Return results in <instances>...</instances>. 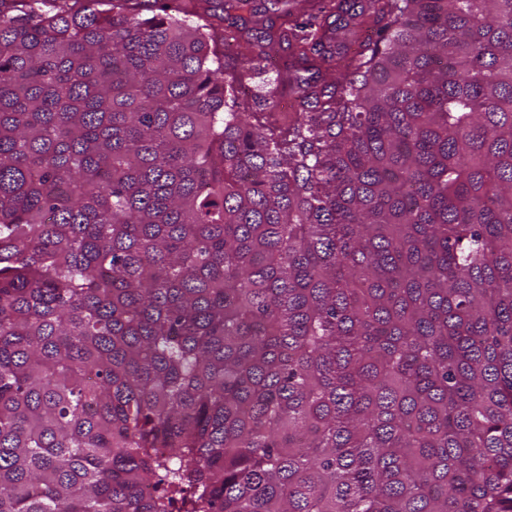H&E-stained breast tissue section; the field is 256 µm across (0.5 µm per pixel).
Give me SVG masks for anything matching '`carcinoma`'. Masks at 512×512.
Listing matches in <instances>:
<instances>
[{
  "label": "carcinoma",
  "instance_id": "1",
  "mask_svg": "<svg viewBox=\"0 0 512 512\" xmlns=\"http://www.w3.org/2000/svg\"><path fill=\"white\" fill-rule=\"evenodd\" d=\"M98 2L0 0V512H512V0L295 23L279 132ZM366 23L350 32H340L339 38L332 42L333 61L331 66L324 65L321 69L319 84L330 83L336 78V56L346 57L350 55L358 46V43L371 33L373 27L372 17L366 19Z\"/></svg>",
  "mask_w": 512,
  "mask_h": 512
}]
</instances>
